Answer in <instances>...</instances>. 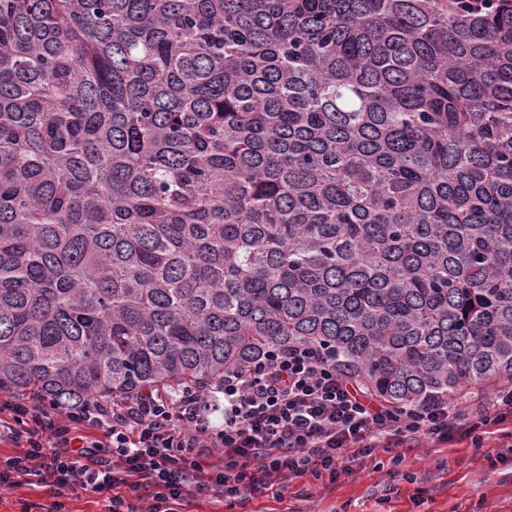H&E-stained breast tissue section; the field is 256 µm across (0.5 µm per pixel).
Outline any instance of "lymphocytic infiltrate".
<instances>
[{"label":"lymphocytic infiltrate","instance_id":"lymphocytic-infiltrate-1","mask_svg":"<svg viewBox=\"0 0 512 512\" xmlns=\"http://www.w3.org/2000/svg\"><path fill=\"white\" fill-rule=\"evenodd\" d=\"M221 423L200 396L146 394L124 405L99 403L64 413L0 394V487L49 490L54 512L81 491L107 499V512H180L198 496L222 501L283 494L352 473L357 458L383 450L401 463L406 440L483 448L502 426L498 459L512 456V386L487 415L436 405L397 414L344 378L335 361L311 347L270 352L248 369L225 374Z\"/></svg>","mask_w":512,"mask_h":512}]
</instances>
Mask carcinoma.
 <instances>
[{"mask_svg": "<svg viewBox=\"0 0 512 512\" xmlns=\"http://www.w3.org/2000/svg\"><path fill=\"white\" fill-rule=\"evenodd\" d=\"M290 345L397 412L512 385V0H0V392Z\"/></svg>", "mask_w": 512, "mask_h": 512, "instance_id": "obj_1", "label": "carcinoma"}]
</instances>
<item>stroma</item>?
Wrapping results in <instances>:
<instances>
[{
    "instance_id": "stroma-1",
    "label": "stroma",
    "mask_w": 512,
    "mask_h": 512,
    "mask_svg": "<svg viewBox=\"0 0 512 512\" xmlns=\"http://www.w3.org/2000/svg\"><path fill=\"white\" fill-rule=\"evenodd\" d=\"M484 444L478 450L465 441L442 447L408 443L401 465L377 452L356 462L352 475L315 486L307 498L248 497L230 507L202 497L185 504L184 512H512V461L488 460L499 444L497 433H489ZM396 467L413 473L416 481H398L397 494L390 496L389 473Z\"/></svg>"
}]
</instances>
